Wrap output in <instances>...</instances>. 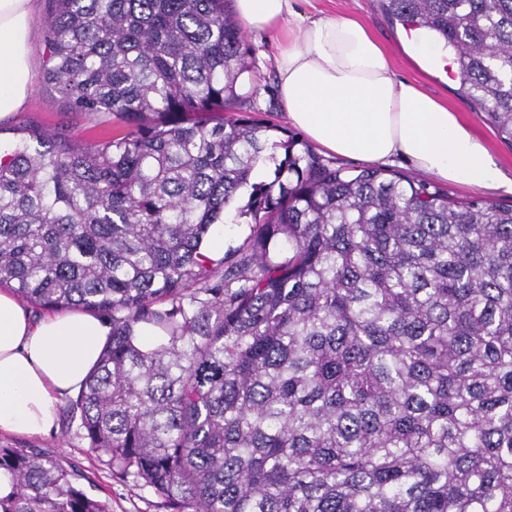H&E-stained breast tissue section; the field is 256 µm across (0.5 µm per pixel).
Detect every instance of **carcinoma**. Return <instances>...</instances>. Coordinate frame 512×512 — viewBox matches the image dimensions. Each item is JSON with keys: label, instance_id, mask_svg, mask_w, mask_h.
<instances>
[{"label": "carcinoma", "instance_id": "obj_1", "mask_svg": "<svg viewBox=\"0 0 512 512\" xmlns=\"http://www.w3.org/2000/svg\"><path fill=\"white\" fill-rule=\"evenodd\" d=\"M230 2L55 0L44 84L123 130L33 127L0 159V287L112 314L71 403L90 450L174 512H512V205L254 118ZM382 8L512 144V0ZM247 188L219 275L204 246ZM2 485L0 512H108L27 449L0 448Z\"/></svg>", "mask_w": 512, "mask_h": 512}]
</instances>
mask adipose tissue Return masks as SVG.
I'll return each mask as SVG.
<instances>
[{
  "mask_svg": "<svg viewBox=\"0 0 512 512\" xmlns=\"http://www.w3.org/2000/svg\"><path fill=\"white\" fill-rule=\"evenodd\" d=\"M35 9V0H0V118L34 89ZM235 12L248 31L269 36L287 117L316 145L371 164L401 159L488 192L501 187L486 143L446 103L397 78L358 19L312 17L298 0H235ZM111 331L107 320L79 312L33 319L13 292L0 291V433H50L60 400L80 389Z\"/></svg>",
  "mask_w": 512,
  "mask_h": 512,
  "instance_id": "adipose-tissue-1",
  "label": "adipose tissue"
}]
</instances>
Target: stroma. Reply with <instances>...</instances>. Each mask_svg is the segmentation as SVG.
Returning a JSON list of instances; mask_svg holds the SVG:
<instances>
[{"label": "stroma", "instance_id": "stroma-1", "mask_svg": "<svg viewBox=\"0 0 512 512\" xmlns=\"http://www.w3.org/2000/svg\"><path fill=\"white\" fill-rule=\"evenodd\" d=\"M309 11L361 20L384 45L398 78L415 81L430 94L447 102L459 112L473 133L486 142L502 171V188L488 194L481 189L441 180L437 183L440 190L455 200L487 197L504 206L512 205V145L501 140L483 114L474 111L459 95L457 83L448 76L447 61L423 56L412 34L385 14L380 0H314ZM248 44L257 78L244 80L239 92L246 98L257 97L260 107L257 117L275 124L271 138L278 141L282 138L280 129L287 126L288 121L275 84L269 39L267 35L252 33L248 36ZM25 127L46 128L83 144L95 143L107 132L120 129L114 116L67 111L60 94L40 82L36 83L24 108L0 120V148L11 149L20 129ZM78 424V419L70 412V401L65 398L59 406L58 424L50 434L41 437L1 434L0 448H32L57 459L76 474L78 483L90 496L108 505L109 512H168L162 499L152 491L113 475L90 452L87 440L78 433Z\"/></svg>", "mask_w": 512, "mask_h": 512}]
</instances>
